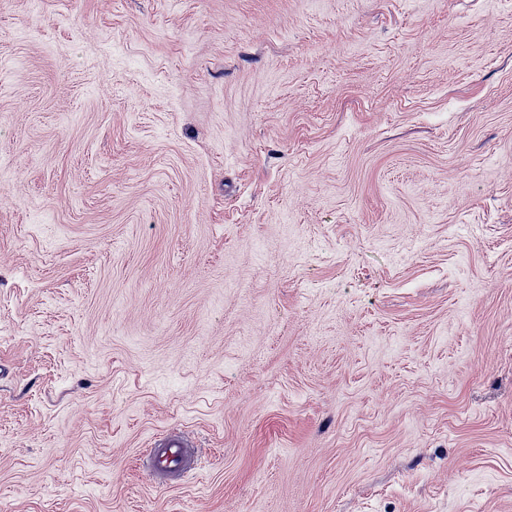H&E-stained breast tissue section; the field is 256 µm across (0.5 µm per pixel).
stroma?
<instances>
[{
	"label": "stroma",
	"mask_w": 512,
	"mask_h": 512,
	"mask_svg": "<svg viewBox=\"0 0 512 512\" xmlns=\"http://www.w3.org/2000/svg\"><path fill=\"white\" fill-rule=\"evenodd\" d=\"M0 512H512V0H0ZM147 450L146 469L158 476L187 481L197 473L187 439L179 432L170 430L153 438Z\"/></svg>",
	"instance_id": "stroma-1"
}]
</instances>
